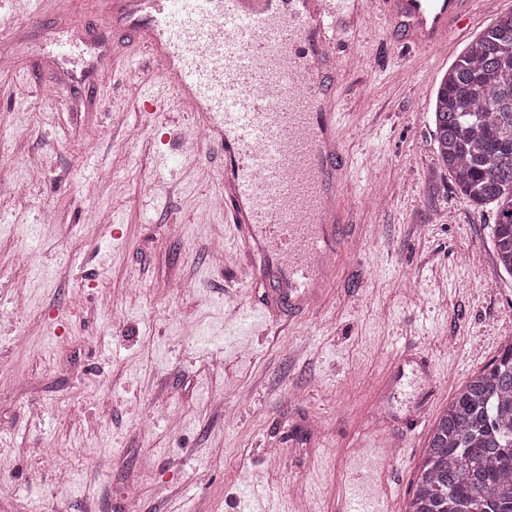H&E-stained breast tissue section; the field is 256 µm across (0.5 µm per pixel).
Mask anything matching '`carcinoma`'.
<instances>
[{
  "label": "carcinoma",
  "mask_w": 512,
  "mask_h": 512,
  "mask_svg": "<svg viewBox=\"0 0 512 512\" xmlns=\"http://www.w3.org/2000/svg\"><path fill=\"white\" fill-rule=\"evenodd\" d=\"M432 118L457 193L495 206L496 258L512 276V10L443 75ZM406 512H512V339L436 420Z\"/></svg>",
  "instance_id": "cac0c4a2"
}]
</instances>
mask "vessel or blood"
<instances>
[{
    "instance_id": "obj_1",
    "label": "vessel or blood",
    "mask_w": 512,
    "mask_h": 512,
    "mask_svg": "<svg viewBox=\"0 0 512 512\" xmlns=\"http://www.w3.org/2000/svg\"><path fill=\"white\" fill-rule=\"evenodd\" d=\"M103 0L134 28L208 145L224 152V211L263 256L267 303L309 304L325 285L343 211L336 29L360 0ZM404 42L441 46L470 0H375Z\"/></svg>"
}]
</instances>
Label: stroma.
<instances>
[{
  "label": "stroma",
  "mask_w": 512,
  "mask_h": 512,
  "mask_svg": "<svg viewBox=\"0 0 512 512\" xmlns=\"http://www.w3.org/2000/svg\"><path fill=\"white\" fill-rule=\"evenodd\" d=\"M509 10L473 0L431 52L372 13L338 30L340 246L314 307L269 315L259 255L214 206L224 155L186 139L140 47L98 0H0L19 44L0 71V512H294L297 491L307 512H405L439 414L512 336L495 211L455 194L431 122Z\"/></svg>",
  "instance_id": "stroma-1"
}]
</instances>
